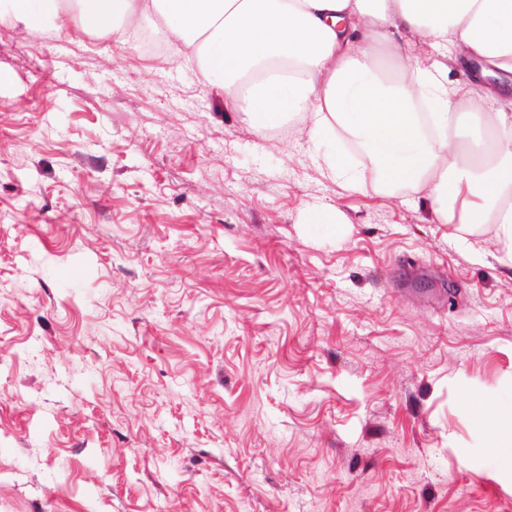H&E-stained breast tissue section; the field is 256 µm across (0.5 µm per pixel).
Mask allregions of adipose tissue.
<instances>
[{
  "instance_id": "1",
  "label": "adipose tissue",
  "mask_w": 512,
  "mask_h": 512,
  "mask_svg": "<svg viewBox=\"0 0 512 512\" xmlns=\"http://www.w3.org/2000/svg\"><path fill=\"white\" fill-rule=\"evenodd\" d=\"M119 37L132 19L196 56L224 104L264 129L295 118L313 142L341 136L378 184L423 191L439 224H492L512 264V0H9ZM425 40L440 58L416 55ZM494 77L497 108L449 90L447 60Z\"/></svg>"
}]
</instances>
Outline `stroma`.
Returning a JSON list of instances; mask_svg holds the SVG:
<instances>
[{"label":"stroma","instance_id":"1","mask_svg":"<svg viewBox=\"0 0 512 512\" xmlns=\"http://www.w3.org/2000/svg\"><path fill=\"white\" fill-rule=\"evenodd\" d=\"M137 33L0 25V512H512L495 225L345 188ZM471 405L475 412L476 424L489 432L488 448L499 454L512 458V415L510 418H502L493 426L481 414L484 410L482 403L472 401Z\"/></svg>","mask_w":512,"mask_h":512}]
</instances>
